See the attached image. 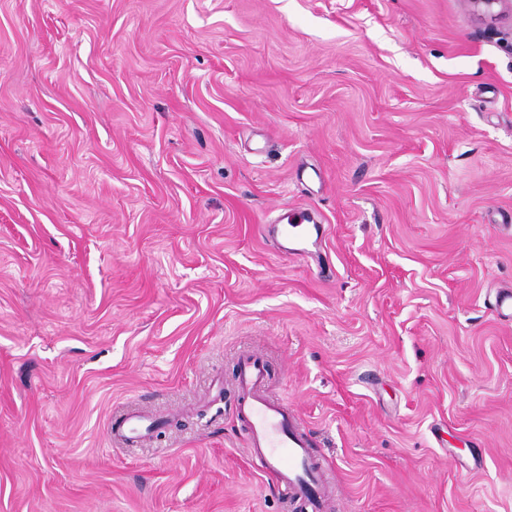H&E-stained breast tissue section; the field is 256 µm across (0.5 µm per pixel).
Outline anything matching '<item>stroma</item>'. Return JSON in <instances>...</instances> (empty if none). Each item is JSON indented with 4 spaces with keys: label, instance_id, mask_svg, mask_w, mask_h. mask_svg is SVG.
Segmentation results:
<instances>
[{
    "label": "stroma",
    "instance_id": "obj_1",
    "mask_svg": "<svg viewBox=\"0 0 512 512\" xmlns=\"http://www.w3.org/2000/svg\"><path fill=\"white\" fill-rule=\"evenodd\" d=\"M510 212L512 21L0 0V512H305L248 455L244 351L329 512H512ZM281 221V224H275L273 226L276 234L281 235L283 238H295L302 239L311 232L308 227L309 221L304 211L290 210L286 212ZM149 424L143 413L127 412L119 419L112 421L111 433L123 444H135L147 435Z\"/></svg>",
    "mask_w": 512,
    "mask_h": 512
}]
</instances>
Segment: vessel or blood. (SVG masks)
Listing matches in <instances>:
<instances>
[{
    "label": "vessel or blood",
    "mask_w": 512,
    "mask_h": 512,
    "mask_svg": "<svg viewBox=\"0 0 512 512\" xmlns=\"http://www.w3.org/2000/svg\"><path fill=\"white\" fill-rule=\"evenodd\" d=\"M274 230L286 239H302L310 232L309 221L304 212L291 210ZM239 363L236 413L246 430L252 460L285 498L304 502L311 512H327L330 475L311 457L306 431L287 405L268 394L262 362L244 353ZM147 429L145 415L136 411L123 414L111 425L114 438L129 445L145 437Z\"/></svg>",
    "instance_id": "b4317fda"
}]
</instances>
